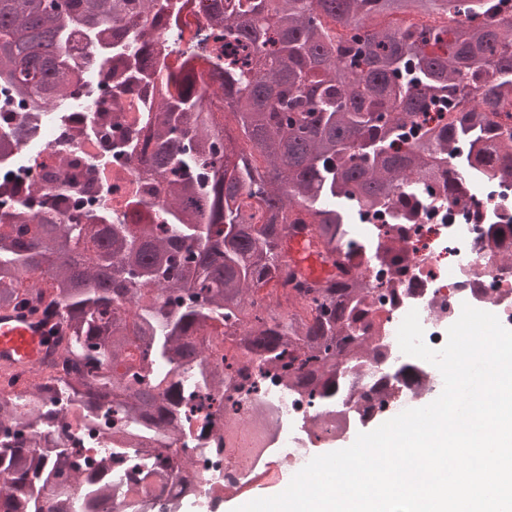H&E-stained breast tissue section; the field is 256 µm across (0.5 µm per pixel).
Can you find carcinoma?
<instances>
[{
  "mask_svg": "<svg viewBox=\"0 0 512 512\" xmlns=\"http://www.w3.org/2000/svg\"><path fill=\"white\" fill-rule=\"evenodd\" d=\"M224 20L223 52L211 75L224 89L215 108L202 104L193 56L151 128L133 193L164 197L154 224H114L105 213L92 245L84 223H41L30 237L2 228L0 309L28 306L56 322L66 374L34 393L0 397V512H62L72 452L45 438L39 452L18 427H51L57 404L85 420L116 413L115 429L131 443L138 427L161 436L176 429L181 403L170 374L200 364L197 337L216 323L240 336L243 358L285 371L288 385L331 404L344 387V363L369 351L358 328L367 284L346 270L310 280L289 261L285 239L312 220L308 242L350 267L360 251L342 210L345 200L378 211L396 206L410 224L448 173L466 141L465 173L512 178V133L502 135L481 102L512 99V26L482 22L486 0H209ZM159 0H0V80L33 100L70 97L67 37L74 26L125 35L107 69L130 93L147 85L153 33L166 24ZM224 110L235 136L215 119ZM512 223L490 235L500 248ZM381 262L402 267L409 254L396 236L376 246ZM50 271L47 288H21ZM274 279L300 285L315 315L261 313L248 293ZM188 294L192 303L174 306ZM51 467L40 466L43 458ZM107 459L86 476L94 497L110 496Z\"/></svg>",
  "mask_w": 512,
  "mask_h": 512,
  "instance_id": "carcinoma-1",
  "label": "carcinoma"
}]
</instances>
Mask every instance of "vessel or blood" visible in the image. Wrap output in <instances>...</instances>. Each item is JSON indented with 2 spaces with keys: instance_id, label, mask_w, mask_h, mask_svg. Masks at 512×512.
Masks as SVG:
<instances>
[{
  "instance_id": "vessel-or-blood-1",
  "label": "vessel or blood",
  "mask_w": 512,
  "mask_h": 512,
  "mask_svg": "<svg viewBox=\"0 0 512 512\" xmlns=\"http://www.w3.org/2000/svg\"><path fill=\"white\" fill-rule=\"evenodd\" d=\"M290 262L304 275L324 278L331 266L310 249L302 237H291L285 243ZM51 326L40 315L26 308L0 310V375L38 365L51 346Z\"/></svg>"
}]
</instances>
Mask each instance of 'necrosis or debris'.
I'll use <instances>...</instances> for the list:
<instances>
[{
    "label": "necrosis or debris",
    "instance_id": "obj_1",
    "mask_svg": "<svg viewBox=\"0 0 512 512\" xmlns=\"http://www.w3.org/2000/svg\"><path fill=\"white\" fill-rule=\"evenodd\" d=\"M217 23L208 14L195 12L189 23H175L154 37L156 89L133 101L113 88L102 62H88V33L75 28L71 36L73 55L84 58L74 77L73 92L66 109L46 104L33 111L28 99L0 90V137L17 122L29 124V138L9 151H0V184L18 188L19 196L0 195V215L12 213L19 198H26L22 228L31 230L38 216L55 210L57 197L68 200V216L93 214L110 208L112 196L102 184L101 166L125 169L128 177L138 175V159L147 151V133L140 130L141 118H156L165 99L163 78L183 52L206 57L216 52L212 31ZM122 106L120 122H113L111 109ZM356 243L402 232V242L410 253L406 267L391 271L381 267L372 255H365L354 274L370 288L366 306L374 323L366 330L377 356L353 362L347 374L351 389L325 409L317 397L287 389L274 375L257 381L258 390L244 395L232 383L218 391L225 403H237L232 419L241 430L263 422L267 432L264 455L256 459L250 472H240L229 455L216 451L218 431L201 418H190L192 399L201 395L198 376H176L182 402L180 429L166 442L178 449L181 470L164 484V495L178 497L189 476L207 470L212 485L235 494L264 474L267 460H275L280 473L296 474L316 455L317 449L350 436L363 417L391 418L420 405L443 389L436 367L413 359L400 350L397 331L410 310H417L425 343L442 348L448 328L459 318L462 304L495 314L504 327H512V259L487 245L495 224L512 222V180L474 182L471 191L455 196L433 188L422 198L414 223L398 229L390 213L378 214L358 206L349 208ZM413 364L415 376L395 379L404 364ZM113 418L97 422L81 420L73 406L58 407L57 424L50 434H36L33 445L44 437L62 438L66 447L76 449L73 484H80L85 467L98 457L112 458L110 500L125 504L126 494L148 471L152 459L137 448H118L109 431Z\"/></svg>",
    "mask_w": 512,
    "mask_h": 512
}]
</instances>
